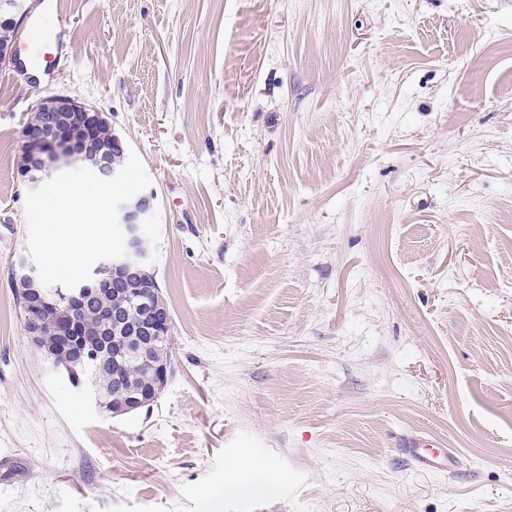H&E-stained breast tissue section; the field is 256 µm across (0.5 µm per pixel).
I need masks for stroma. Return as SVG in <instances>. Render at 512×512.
<instances>
[{
	"label": "stroma",
	"instance_id": "1",
	"mask_svg": "<svg viewBox=\"0 0 512 512\" xmlns=\"http://www.w3.org/2000/svg\"><path fill=\"white\" fill-rule=\"evenodd\" d=\"M63 4L0 66V512H255V461L274 512H512V0ZM53 94L152 179L174 371L130 415L47 371L10 281ZM399 446L421 471L440 474L451 472L457 466V457L452 449L439 448L437 442L425 435L399 437ZM267 468L262 462H256L249 467L246 475L239 481L224 487V494L229 495H259L269 491L271 482L263 480Z\"/></svg>",
	"mask_w": 512,
	"mask_h": 512
}]
</instances>
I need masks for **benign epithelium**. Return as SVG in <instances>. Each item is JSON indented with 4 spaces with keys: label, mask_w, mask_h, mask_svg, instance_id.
I'll use <instances>...</instances> for the list:
<instances>
[{
    "label": "benign epithelium",
    "mask_w": 512,
    "mask_h": 512,
    "mask_svg": "<svg viewBox=\"0 0 512 512\" xmlns=\"http://www.w3.org/2000/svg\"><path fill=\"white\" fill-rule=\"evenodd\" d=\"M28 2L0 0V25L19 33L30 12ZM35 114L37 122L22 130L30 159L23 176L30 188L36 189L51 178L58 163H87L103 178H111L119 171L120 166L111 158L87 151L88 141L103 119L102 112L58 94L41 99ZM153 200L152 196H142L121 207L119 221L126 237V256L96 263L92 279L74 289L43 286L33 260L25 255L17 258L10 271L12 282L24 285L26 331L33 344L40 349L45 337L61 338L60 350L44 356L47 369L73 381L88 404L113 417L154 404L171 373L170 360L155 357L157 344L167 340L168 313L159 306L155 291L147 284L151 262L142 226L149 223L153 214ZM113 292L124 298L125 306L99 310L103 330L127 325L131 335L141 340L120 344L110 336L94 340L84 336L86 309L94 300ZM132 359L140 361L150 372L144 386L113 392L100 383L101 374L108 369L112 371V381L120 382Z\"/></svg>",
    "instance_id": "benign-epithelium-1"
}]
</instances>
